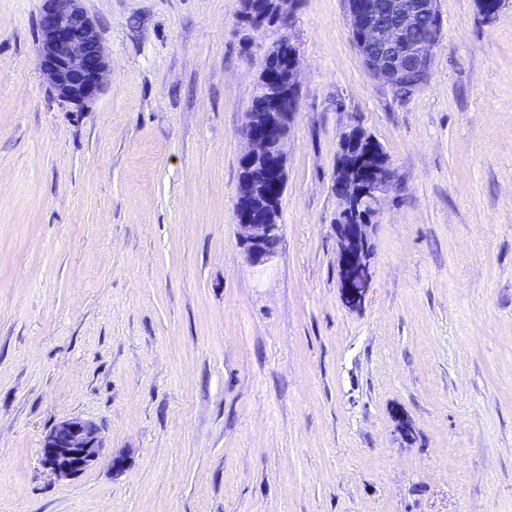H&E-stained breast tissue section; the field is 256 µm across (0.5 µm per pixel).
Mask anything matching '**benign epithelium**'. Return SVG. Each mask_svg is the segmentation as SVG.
<instances>
[{"mask_svg": "<svg viewBox=\"0 0 512 512\" xmlns=\"http://www.w3.org/2000/svg\"><path fill=\"white\" fill-rule=\"evenodd\" d=\"M439 0H346L348 25L369 74L411 93L423 85L442 37ZM37 65L56 99L84 106L102 90L108 62L101 30L81 0H44L38 21ZM288 81L257 77L264 107L247 112L242 129L246 149L239 157L236 219L247 261L259 266L277 251L282 236L277 201L283 195L286 146L299 106V48L290 37ZM339 160L332 191L341 205L333 225L341 297L355 308L371 287L372 230L383 203L397 186L391 159L377 140L352 117L339 133ZM103 442L98 427L71 418L43 438L41 463L60 478L74 477L98 461Z\"/></svg>", "mask_w": 512, "mask_h": 512, "instance_id": "1", "label": "benign epithelium"}]
</instances>
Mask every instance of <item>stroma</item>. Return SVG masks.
<instances>
[{"instance_id":"obj_1","label":"stroma","mask_w":512,"mask_h":512,"mask_svg":"<svg viewBox=\"0 0 512 512\" xmlns=\"http://www.w3.org/2000/svg\"><path fill=\"white\" fill-rule=\"evenodd\" d=\"M43 5L0 0V512H512V0H439L406 96L345 0L260 30L239 0H83L110 72L81 110L37 65ZM285 35L282 237L253 267L241 131ZM354 114L399 186L352 309L332 180ZM67 418L104 452L59 478L40 446Z\"/></svg>"}]
</instances>
